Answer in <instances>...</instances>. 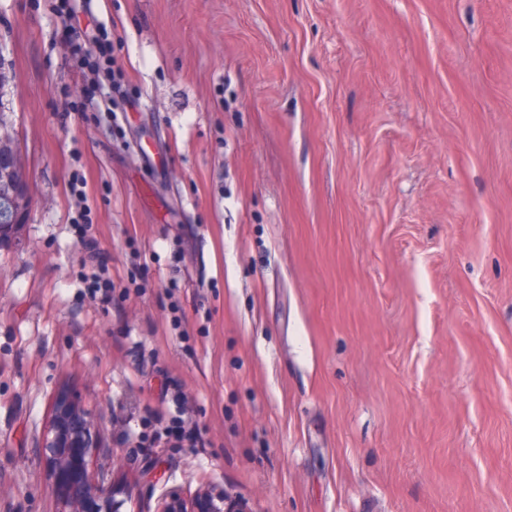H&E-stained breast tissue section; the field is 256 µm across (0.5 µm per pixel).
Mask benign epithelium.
<instances>
[{"label": "benign epithelium", "instance_id": "7a95c632", "mask_svg": "<svg viewBox=\"0 0 512 512\" xmlns=\"http://www.w3.org/2000/svg\"><path fill=\"white\" fill-rule=\"evenodd\" d=\"M0 247L18 240L20 227L30 207L25 182L26 164L12 121L0 110ZM97 427L87 409L65 391L52 398L49 421L42 437V459L57 492V512H118L114 486L102 478L92 481L89 466L97 449ZM157 512H251L248 504L225 492L204 490L185 498L176 489L162 498Z\"/></svg>", "mask_w": 512, "mask_h": 512}]
</instances>
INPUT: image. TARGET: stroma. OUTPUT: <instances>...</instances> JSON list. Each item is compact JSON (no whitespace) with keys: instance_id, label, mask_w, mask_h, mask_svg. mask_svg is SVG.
Returning a JSON list of instances; mask_svg holds the SVG:
<instances>
[{"instance_id":"35a3bbf8","label":"stroma","mask_w":512,"mask_h":512,"mask_svg":"<svg viewBox=\"0 0 512 512\" xmlns=\"http://www.w3.org/2000/svg\"><path fill=\"white\" fill-rule=\"evenodd\" d=\"M0 0L31 206L0 248V512L65 390L120 512H512V0ZM112 45L116 128L77 105ZM93 224L111 306L81 280ZM202 448L142 453L125 409ZM124 420L128 426L126 437L134 443L135 448H156L161 443L169 448H196L205 445L199 426L183 418V414L167 419L163 412H158L153 418L139 420L134 425H131L132 417ZM147 428H152L151 434L144 431ZM156 512H251L248 504L225 491L204 490L191 499H186L176 489L162 498Z\"/></svg>"}]
</instances>
